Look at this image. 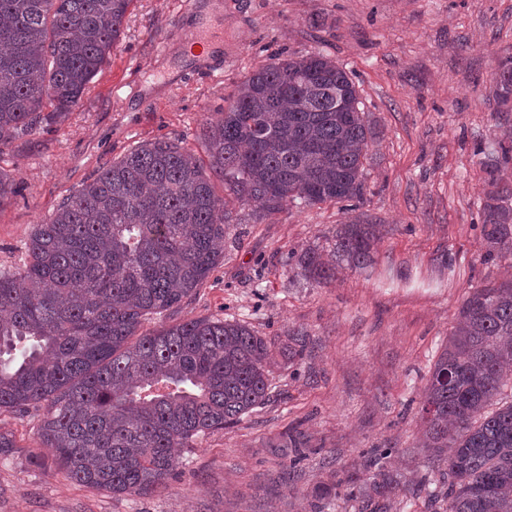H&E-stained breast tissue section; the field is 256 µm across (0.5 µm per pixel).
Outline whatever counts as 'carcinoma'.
<instances>
[{
  "mask_svg": "<svg viewBox=\"0 0 512 512\" xmlns=\"http://www.w3.org/2000/svg\"><path fill=\"white\" fill-rule=\"evenodd\" d=\"M133 0H0V150L66 117L102 71ZM512 110V57L494 74ZM52 111L44 112L46 106ZM355 83L323 54L271 62L238 83L204 130L216 194L201 161L146 142L102 167L37 225L27 262L0 270V411L43 410L38 427L67 480L150 495L175 474L176 448L224 429L269 398L271 349L238 321L200 317L140 332L191 297L224 257L229 203L268 213L298 200L350 201L364 189L376 138ZM485 260L512 254V182L487 169ZM17 193L0 171V205ZM375 224H340L333 253L302 250L295 267L321 282L372 261ZM422 394V447L448 486L427 489L448 512H512V280L476 289ZM391 448L368 452L372 478L347 474L313 496L387 512L401 478Z\"/></svg>",
  "mask_w": 512,
  "mask_h": 512,
  "instance_id": "cac0c4a2",
  "label": "carcinoma"
}]
</instances>
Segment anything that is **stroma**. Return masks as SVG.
<instances>
[{
  "label": "stroma",
  "mask_w": 512,
  "mask_h": 512,
  "mask_svg": "<svg viewBox=\"0 0 512 512\" xmlns=\"http://www.w3.org/2000/svg\"><path fill=\"white\" fill-rule=\"evenodd\" d=\"M190 31L220 52L193 58ZM318 53L355 81L377 132L362 200L233 206L223 258L144 325L246 323L271 345L269 401L180 449L177 477L146 497L65 480L39 444V411H1L14 446L0 457V512H310L312 489L362 471L372 448L393 449L402 479L389 512H431L420 486L443 477L419 445L422 390L466 298L512 280V256L485 257L479 210L484 152L512 144L493 82L512 57V0H135L78 106L0 152L18 182L0 206V269L22 268L36 225L141 143L164 139L209 164L203 131L235 85L272 55ZM354 220L380 227L371 265L295 279L294 253L330 255L337 226ZM291 429L308 442L303 460L285 445Z\"/></svg>",
  "instance_id": "obj_1"
}]
</instances>
